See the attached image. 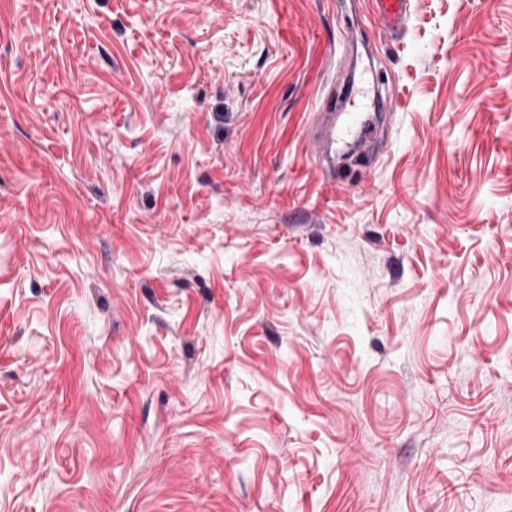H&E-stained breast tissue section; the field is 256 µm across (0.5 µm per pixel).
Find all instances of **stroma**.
Here are the masks:
<instances>
[{"instance_id": "obj_1", "label": "stroma", "mask_w": 512, "mask_h": 512, "mask_svg": "<svg viewBox=\"0 0 512 512\" xmlns=\"http://www.w3.org/2000/svg\"><path fill=\"white\" fill-rule=\"evenodd\" d=\"M0 512H512V0H0ZM408 0H370L385 27H399L406 19ZM348 131V119L338 125V116L335 112H323L313 139L315 158L321 161L332 162L336 155L331 156L328 152V147L336 144V137H346Z\"/></svg>"}]
</instances>
